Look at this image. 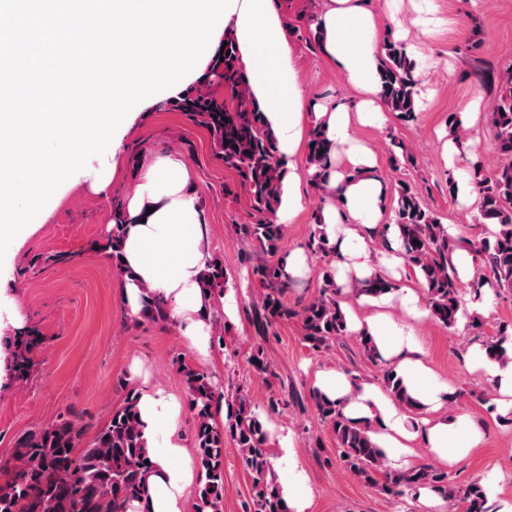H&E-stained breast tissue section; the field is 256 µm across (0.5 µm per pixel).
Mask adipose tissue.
Here are the masks:
<instances>
[{"label": "adipose tissue", "instance_id": "adipose-tissue-1", "mask_svg": "<svg viewBox=\"0 0 512 512\" xmlns=\"http://www.w3.org/2000/svg\"><path fill=\"white\" fill-rule=\"evenodd\" d=\"M317 25L324 32V60L361 98L356 107L315 102L299 81L293 33L272 0H112L111 12H96L100 36L111 37L112 102L94 112L0 113V240L16 235L8 215L18 210L15 187H23L28 215H44L65 182L92 178L97 192L109 193L121 132L136 113L158 99L179 97L184 86L209 70L225 34L238 43L240 67L253 96L290 163L280 207L282 220L303 208L292 165L302 152L312 118L325 120L332 153L330 180L321 193L325 230L336 245V281L348 287L386 268L403 267L399 231L384 224L388 193L381 162L354 138V123L377 126L384 120L379 96V55L388 34L374 0H321ZM130 219L123 257L133 275L120 291L130 311L140 308L149 289L167 305L171 321L207 355L213 306L198 286L208 259L202 212L190 189V173L175 154L150 166L125 205ZM424 314V296L403 287L378 297L363 295L345 306L353 332H368L380 360L394 366L426 414L413 418L377 380L354 379L333 369L316 374L314 388L340 400L344 414L373 422L371 438L388 464L406 467L414 445H422L447 466L464 459L480 440L474 416L448 406L449 388L426 364L416 340L391 317L393 300ZM503 347L507 363L489 361L480 343L468 359L493 385L501 415L512 414V340ZM143 435L152 450L150 512H186L195 479L192 460L179 435L181 405L158 387L140 397Z\"/></svg>", "mask_w": 512, "mask_h": 512}]
</instances>
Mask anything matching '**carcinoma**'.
<instances>
[{
  "instance_id": "1",
  "label": "carcinoma",
  "mask_w": 512,
  "mask_h": 512,
  "mask_svg": "<svg viewBox=\"0 0 512 512\" xmlns=\"http://www.w3.org/2000/svg\"><path fill=\"white\" fill-rule=\"evenodd\" d=\"M224 40L227 46L221 51L230 55H215L211 66L212 74L224 80V99L197 89L173 102V106L192 113L209 130L215 155L237 171L255 208L273 215L281 204L288 168L279 153L277 137L243 78L235 41L228 35ZM414 69L404 46L386 38L378 73L381 98L387 110L403 122L415 120ZM482 80L493 96L487 122L492 133L491 148L502 159V165L489 174L481 157L467 161L466 171L477 193L479 236L460 243L450 241L448 226L429 206L422 190L406 183L399 187L392 206L391 223L400 231L405 263L413 273L420 274L430 315L445 328L456 327L459 313L466 312L468 302L483 300L484 288L497 295L512 291V66L498 73L490 68L483 72ZM331 150L332 142L325 130L313 127L307 142V162L315 167L311 183L317 191L328 178ZM125 224L124 210L115 207L105 248L112 253L113 271L122 277L128 275L122 262ZM313 224L304 248L322 261V285L316 297L293 303L287 298L293 279L285 269V260L278 256L285 225L269 219L239 227L242 236L256 243L263 253L259 259L252 254L243 259L252 282L258 285L251 318L261 342L251 349L247 363L259 377L273 374L263 342L281 323L299 322L303 343L316 354L329 351L336 340L351 335L341 288L335 280L334 247L322 230L321 212L314 214ZM490 224L495 230L487 229ZM462 247L474 254L479 270L466 285L453 263V254ZM199 287L218 300L235 284L224 272V264L214 258L208 262ZM397 288L396 281L381 275L359 282L352 290L357 295L378 296ZM138 314L154 323L169 321L164 304L149 292L142 294ZM466 326L489 358L505 359L501 343L512 336V324L500 323L488 335L486 318L475 314ZM33 348L34 342L28 338L19 337L13 344L14 377L21 383L28 381L33 371ZM177 364L187 388L200 473L191 512H224V448L229 443L238 448L252 481L244 512H290L272 476L269 434L263 419L281 413L290 404L302 412L311 405L336 441L340 465L383 497L398 500L428 486L448 505L462 506L463 512H492L485 485L478 479L458 486L447 469L428 462L401 471L389 469L371 441L372 428L349 420L336 401L312 388L306 394L292 392L289 400L272 396L266 408L259 411L245 390L237 388L226 394L213 372L189 363L183 356L177 357ZM382 383L404 409L419 411L402 378L387 365L383 366ZM139 397L137 388H128L123 403L112 410L108 421L97 428L87 444L83 440L92 423L79 414L18 438L12 479L0 489V512H128L134 504L146 502L150 470L146 461L150 456L141 432ZM221 402L225 415L220 422L213 409Z\"/></svg>"
}]
</instances>
